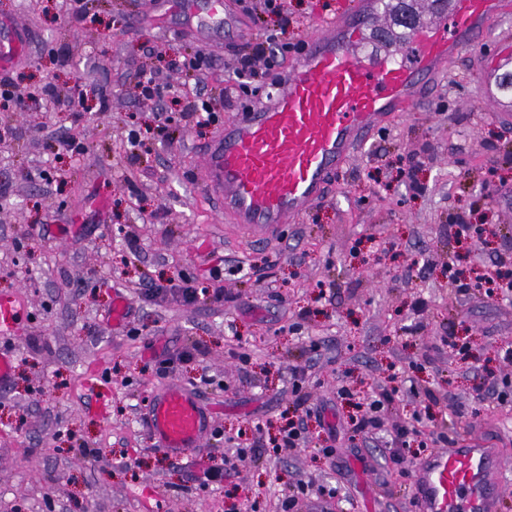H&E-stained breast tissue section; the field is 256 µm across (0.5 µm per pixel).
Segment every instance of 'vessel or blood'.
<instances>
[{"label":"vessel or blood","mask_w":512,"mask_h":512,"mask_svg":"<svg viewBox=\"0 0 512 512\" xmlns=\"http://www.w3.org/2000/svg\"><path fill=\"white\" fill-rule=\"evenodd\" d=\"M394 0H355L343 15L316 25L282 72L273 94L246 105L205 148L203 180L225 223L252 241L278 237L328 195L337 169L392 115L422 102L423 90L486 24L512 14V0H428L426 17L396 21ZM214 41L242 35L227 0H171ZM28 30L0 19V69L27 57ZM26 312L0 296V335L18 331ZM141 424L156 447L181 460L198 453L213 430L203 397L172 380L151 396ZM512 467L482 439L454 440L414 466V512H497Z\"/></svg>","instance_id":"b4317fda"}]
</instances>
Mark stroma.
<instances>
[{
	"instance_id": "35a3bbf8",
	"label": "stroma",
	"mask_w": 512,
	"mask_h": 512,
	"mask_svg": "<svg viewBox=\"0 0 512 512\" xmlns=\"http://www.w3.org/2000/svg\"><path fill=\"white\" fill-rule=\"evenodd\" d=\"M145 0H91L85 17L61 0H0V17L24 24L28 59L17 78L29 88L53 85L57 100L37 109L0 106V295L26 302L34 317L13 337L14 374L0 393V512H267L298 480L334 486L333 512H412L413 481L404 470L418 453L351 437L354 413L339 388L360 396L375 384L401 394L382 412L393 426L421 411L409 387L436 391V431L474 435L512 462V409L479 401L478 388L512 380L499 346L512 342V301L475 293L455 298L446 278L458 268H486L512 255V103L494 102L484 81L499 51L512 53V18L490 22L485 38L462 49L429 101L378 128L336 173L328 198L269 244L227 236L221 210L200 188L202 152L218 130L178 119L167 134L158 108L143 101L138 73L157 70L180 87V61L200 51L213 66L200 91L219 116L238 99L224 92L233 46L213 47L189 34L181 18L147 12ZM352 0H288L282 41L300 43L319 22ZM143 145L130 163L127 133ZM77 135L83 154L60 142ZM417 156L422 194L401 171ZM56 173L53 183L38 177ZM495 224L491 243H463L450 225ZM139 240L130 252L126 235ZM187 275L222 287L224 302L191 306L140 300L141 275ZM127 297L125 327L110 322L114 296ZM419 325L406 334V325ZM469 355L440 354L447 332ZM252 351L248 365L230 340ZM203 354L178 368L189 382L213 376L200 391L221 438H209L194 461H172L138 420L162 378L148 369L152 352ZM323 422L308 419L307 447L274 460L239 463L223 488L202 491L192 474L224 453L223 438L262 425L275 434L292 407L289 369ZM111 381L104 395L91 384ZM335 429L334 457L321 452ZM93 455L78 451V444Z\"/></svg>"
}]
</instances>
